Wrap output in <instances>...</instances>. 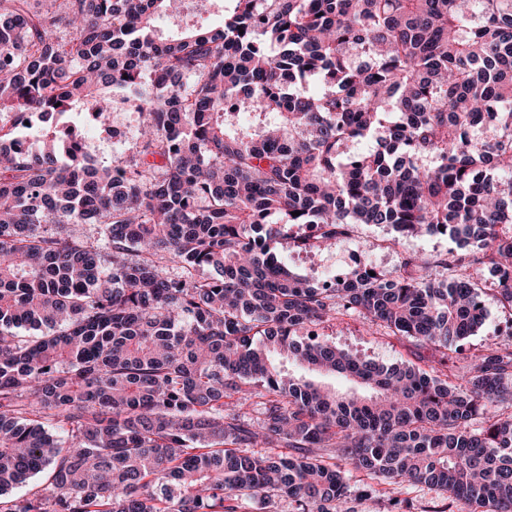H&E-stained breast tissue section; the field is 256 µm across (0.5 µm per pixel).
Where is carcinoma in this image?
Returning a JSON list of instances; mask_svg holds the SVG:
<instances>
[{
  "instance_id": "obj_1",
  "label": "carcinoma",
  "mask_w": 512,
  "mask_h": 512,
  "mask_svg": "<svg viewBox=\"0 0 512 512\" xmlns=\"http://www.w3.org/2000/svg\"><path fill=\"white\" fill-rule=\"evenodd\" d=\"M230 2L166 38L156 18L183 0H0V512H350L374 489L346 465L512 512V348L442 379L301 341L351 311L457 354L484 318L465 264L512 311V0ZM125 101L142 122L108 164L58 129ZM34 112L40 146L17 149ZM264 224L318 226L295 239L309 254L365 224L469 258L327 288Z\"/></svg>"
}]
</instances>
